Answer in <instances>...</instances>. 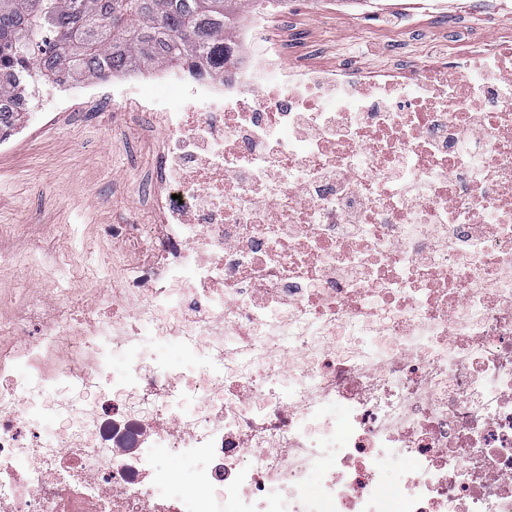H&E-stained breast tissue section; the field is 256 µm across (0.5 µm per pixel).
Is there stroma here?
<instances>
[{
    "label": "stroma",
    "instance_id": "stroma-1",
    "mask_svg": "<svg viewBox=\"0 0 512 512\" xmlns=\"http://www.w3.org/2000/svg\"><path fill=\"white\" fill-rule=\"evenodd\" d=\"M448 12L420 9L401 19L394 0H288L254 43H281L300 69L368 75L422 60L469 57L512 40V0H453ZM161 134L137 113L75 106L14 139L0 153V288L67 303L94 304L113 286L109 246L98 233L118 221L153 223L146 189ZM78 257V268L41 266L42 250Z\"/></svg>",
    "mask_w": 512,
    "mask_h": 512
}]
</instances>
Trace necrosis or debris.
Segmentation results:
<instances>
[{"mask_svg": "<svg viewBox=\"0 0 512 512\" xmlns=\"http://www.w3.org/2000/svg\"><path fill=\"white\" fill-rule=\"evenodd\" d=\"M275 7L232 65L84 83L162 132L159 224L105 225L108 310L0 324V512H512V63L311 100L241 50ZM165 454L195 486L158 489Z\"/></svg>", "mask_w": 512, "mask_h": 512, "instance_id": "obj_1", "label": "necrosis or debris"}]
</instances>
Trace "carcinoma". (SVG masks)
Segmentation results:
<instances>
[{
	"mask_svg": "<svg viewBox=\"0 0 512 512\" xmlns=\"http://www.w3.org/2000/svg\"><path fill=\"white\" fill-rule=\"evenodd\" d=\"M254 0H0V131L30 80H105L168 63H226L224 32Z\"/></svg>",
	"mask_w": 512,
	"mask_h": 512,
	"instance_id": "1",
	"label": "carcinoma"
}]
</instances>
